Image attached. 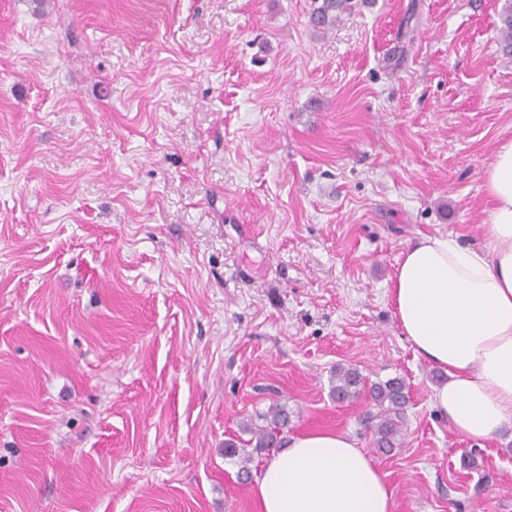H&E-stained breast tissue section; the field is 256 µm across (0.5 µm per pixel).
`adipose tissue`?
Listing matches in <instances>:
<instances>
[{
  "instance_id": "obj_1",
  "label": "adipose tissue",
  "mask_w": 512,
  "mask_h": 512,
  "mask_svg": "<svg viewBox=\"0 0 512 512\" xmlns=\"http://www.w3.org/2000/svg\"><path fill=\"white\" fill-rule=\"evenodd\" d=\"M482 189L491 203L484 247L421 236L390 282L404 336L446 376L432 391L434 408L470 440L512 427V140L497 149ZM250 493L257 512H394L384 474L337 430L287 436Z\"/></svg>"
}]
</instances>
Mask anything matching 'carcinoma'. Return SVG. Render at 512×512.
Returning <instances> with one entry per match:
<instances>
[{
    "label": "carcinoma",
    "mask_w": 512,
    "mask_h": 512,
    "mask_svg": "<svg viewBox=\"0 0 512 512\" xmlns=\"http://www.w3.org/2000/svg\"><path fill=\"white\" fill-rule=\"evenodd\" d=\"M310 23L319 29H328L336 25L341 15L350 13L354 8V0H312ZM499 44L504 53L512 54V0H504L499 12ZM368 392L375 405L379 407L377 422L373 425L374 442L381 452H390L395 447L402 433L403 408L407 401L405 381L391 378L383 383H375L366 387V382L357 369L338 367L333 372L331 393L339 404L357 400L363 392ZM265 424L258 425L248 422L243 431L251 434L255 452L270 451L281 443L288 434L290 415L285 406L275 403L267 413L259 416ZM224 455L239 456L242 468L239 474L249 476V464L253 456L233 442L225 445Z\"/></svg>",
    "instance_id": "1"
}]
</instances>
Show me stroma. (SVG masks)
Segmentation results:
<instances>
[{
	"mask_svg": "<svg viewBox=\"0 0 512 512\" xmlns=\"http://www.w3.org/2000/svg\"><path fill=\"white\" fill-rule=\"evenodd\" d=\"M501 0H0V512H256L246 420L347 432L396 512H512V428L463 439L388 295L483 246L512 139ZM403 378L401 445L336 366ZM354 0H312L310 23L319 29L334 27L341 15L351 13ZM331 383L332 396L339 404L356 401L366 389V382L353 367H337Z\"/></svg>",
	"mask_w": 512,
	"mask_h": 512,
	"instance_id": "stroma-1",
	"label": "stroma"
}]
</instances>
